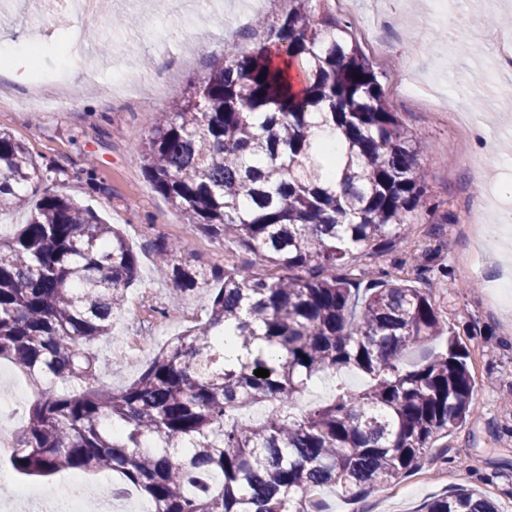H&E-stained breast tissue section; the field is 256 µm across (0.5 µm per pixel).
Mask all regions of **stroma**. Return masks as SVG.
Returning a JSON list of instances; mask_svg holds the SVG:
<instances>
[{"label":"stroma","mask_w":512,"mask_h":512,"mask_svg":"<svg viewBox=\"0 0 512 512\" xmlns=\"http://www.w3.org/2000/svg\"><path fill=\"white\" fill-rule=\"evenodd\" d=\"M152 2L167 29L161 44L143 37L140 28H113V16L130 12L124 0H99L96 15L80 20V28L96 30L99 42L108 43L111 52L106 56L100 55L99 42L87 41L81 50H72L70 28L46 13L31 18L25 0H11L0 10V44H24L35 22L47 31L39 62L18 58L17 75L6 78V85L21 94L39 82L69 102L64 112L16 111L1 104L0 130L22 142L40 166L54 167L48 189L98 211L125 234L136 252L139 276L116 318L115 334L133 336L140 323L162 320L161 328L137 352L114 353L108 338L93 344L106 364L105 382L114 389L135 379L170 336L205 317L208 296L203 292L185 298L175 314L166 315L173 285L156 270L153 240H184L185 259L207 270L246 265L258 274L269 272L235 243L188 233L184 217L146 179L133 146L149 135L152 112L167 109L190 81L204 77L223 59L225 45L245 51L266 45V35L255 28L254 19H278L287 12L288 0H263L241 28L234 24V13L243 0H216L207 9L195 6L180 12L173 11L168 0ZM456 9L469 23L455 32L431 26V0H354L347 15L356 41L371 34L388 45L385 55L372 53L368 59L380 76L388 107L401 113L426 147L423 160L432 172L433 204L428 216L409 226L408 244L387 253L356 255L350 267L357 274L384 271L393 278H411L416 287L426 289L445 330L467 352L475 412L466 424L438 440L418 469L380 492L349 500L333 489L321 490L317 499L323 512H418L425 501L458 488L493 500L499 512H512V330L489 296L493 267L469 260L475 227L463 220L465 211L479 210L486 223H495L496 211L487 203L489 191L504 196L512 190V129L498 121L500 115L512 114V85L485 79L481 69L491 53L495 28L512 27V0H457ZM91 63L97 64L98 79L105 86L128 64L142 69L146 80L130 96L113 98L111 109L102 112L98 105L103 93L83 82ZM429 93L445 99L448 107L466 103L479 112L472 138L462 139L442 113L423 105L421 98ZM489 139L501 161L474 176L465 157ZM90 165L101 186L95 193L76 177ZM415 256L428 267L419 279L410 263ZM34 398L28 377L1 359L0 411L8 415L6 429L18 430Z\"/></svg>","instance_id":"stroma-1"}]
</instances>
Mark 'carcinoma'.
I'll use <instances>...</instances> for the list:
<instances>
[{
	"label": "carcinoma",
	"mask_w": 512,
	"mask_h": 512,
	"mask_svg": "<svg viewBox=\"0 0 512 512\" xmlns=\"http://www.w3.org/2000/svg\"><path fill=\"white\" fill-rule=\"evenodd\" d=\"M290 3L264 23L276 56L225 46L224 60L135 144L145 177L192 231L233 239L279 274L207 271L184 260L182 241L155 239L177 295L208 294L206 319L169 338L118 391L101 381L91 342H121L112 319L138 257L94 210L42 190L51 170L0 131V211L30 206L27 223L0 238V358L37 391L8 455L18 473L112 470L156 512H321L316 490L349 499L380 490L474 413L457 339L404 361L444 332L425 291L348 272L351 257L392 249L431 211L422 142L389 109L349 23L316 0ZM318 118L338 130L340 154L313 141ZM228 334L277 353L233 361ZM344 371L366 386L339 385L330 401L296 410L314 379ZM262 402L277 408L250 419ZM425 512L497 509L461 491Z\"/></svg>",
	"instance_id": "cac0c4a2"
}]
</instances>
